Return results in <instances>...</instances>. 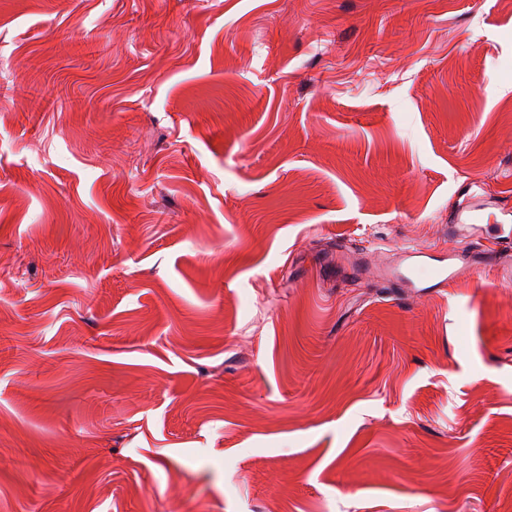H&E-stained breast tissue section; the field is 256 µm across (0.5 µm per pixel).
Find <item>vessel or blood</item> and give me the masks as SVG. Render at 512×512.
Returning a JSON list of instances; mask_svg holds the SVG:
<instances>
[{
	"instance_id": "obj_1",
	"label": "vessel or blood",
	"mask_w": 512,
	"mask_h": 512,
	"mask_svg": "<svg viewBox=\"0 0 512 512\" xmlns=\"http://www.w3.org/2000/svg\"><path fill=\"white\" fill-rule=\"evenodd\" d=\"M484 210V205L476 202L456 212L450 226L464 231L457 247L437 253L417 246L403 247L396 265L375 268L377 277L425 293L447 287L463 274L498 266L503 251L512 244V225L501 224L495 233H486Z\"/></svg>"
}]
</instances>
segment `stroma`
<instances>
[{"label":"stroma","instance_id":"1","mask_svg":"<svg viewBox=\"0 0 512 512\" xmlns=\"http://www.w3.org/2000/svg\"><path fill=\"white\" fill-rule=\"evenodd\" d=\"M512 0H0V512H501ZM485 206L472 203L459 209L448 224V231L464 228L467 235L451 233V240L460 244L445 248L436 254V248L423 249L417 246L400 248L399 262L393 266H380L376 276L399 288H411L427 293L432 289L445 288L465 273L499 265L502 252L512 240L511 224H496L495 233L487 235L484 224Z\"/></svg>","mask_w":512,"mask_h":512}]
</instances>
